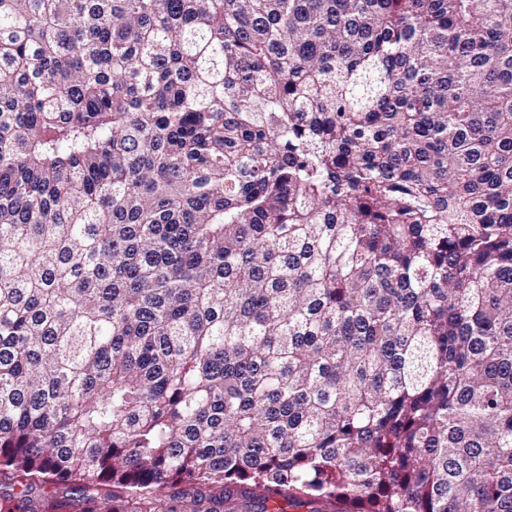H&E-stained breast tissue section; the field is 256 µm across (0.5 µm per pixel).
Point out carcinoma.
I'll list each match as a JSON object with an SVG mask.
<instances>
[{"mask_svg":"<svg viewBox=\"0 0 512 512\" xmlns=\"http://www.w3.org/2000/svg\"><path fill=\"white\" fill-rule=\"evenodd\" d=\"M512 512V0H0V512Z\"/></svg>","mask_w":512,"mask_h":512,"instance_id":"obj_1","label":"carcinoma"}]
</instances>
